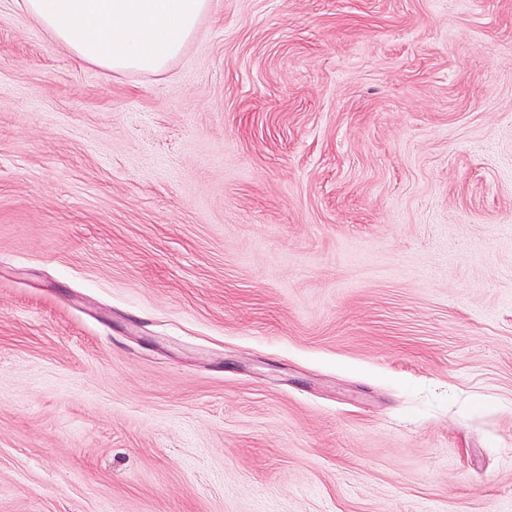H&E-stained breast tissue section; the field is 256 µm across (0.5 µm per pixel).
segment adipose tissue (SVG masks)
<instances>
[{
  "mask_svg": "<svg viewBox=\"0 0 512 512\" xmlns=\"http://www.w3.org/2000/svg\"><path fill=\"white\" fill-rule=\"evenodd\" d=\"M82 62L103 74H157L198 31L210 0H16Z\"/></svg>",
  "mask_w": 512,
  "mask_h": 512,
  "instance_id": "ef3b65f1",
  "label": "adipose tissue"
}]
</instances>
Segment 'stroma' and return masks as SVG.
Segmentation results:
<instances>
[{"label":"stroma","instance_id":"obj_1","mask_svg":"<svg viewBox=\"0 0 512 512\" xmlns=\"http://www.w3.org/2000/svg\"><path fill=\"white\" fill-rule=\"evenodd\" d=\"M0 512H512V0H0ZM82 62L103 74H158L198 31L210 0H16Z\"/></svg>","mask_w":512,"mask_h":512}]
</instances>
